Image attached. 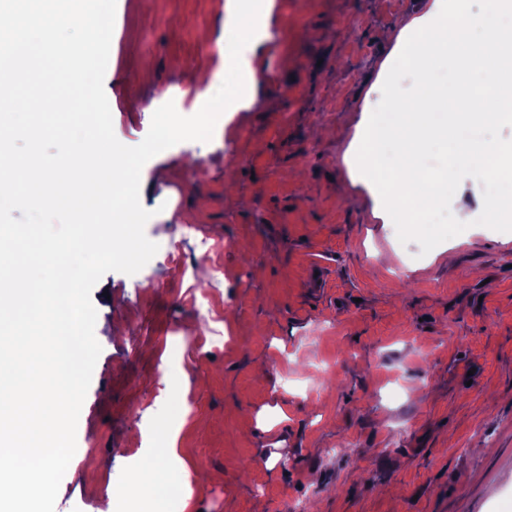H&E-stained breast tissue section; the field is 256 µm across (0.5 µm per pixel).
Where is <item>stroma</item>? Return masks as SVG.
Listing matches in <instances>:
<instances>
[{"mask_svg": "<svg viewBox=\"0 0 512 512\" xmlns=\"http://www.w3.org/2000/svg\"><path fill=\"white\" fill-rule=\"evenodd\" d=\"M224 2L117 0L121 143L171 86L203 106ZM427 3L274 0L251 107L145 164L159 249L91 292L102 351L54 512H512V233L476 225L467 178L466 239L417 257L347 154L388 31ZM137 462L176 473L166 495L124 498Z\"/></svg>", "mask_w": 512, "mask_h": 512, "instance_id": "stroma-1", "label": "stroma"}]
</instances>
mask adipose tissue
<instances>
[{"instance_id":"1","label":"adipose tissue","mask_w":512,"mask_h":512,"mask_svg":"<svg viewBox=\"0 0 512 512\" xmlns=\"http://www.w3.org/2000/svg\"><path fill=\"white\" fill-rule=\"evenodd\" d=\"M273 0H226L224 14V65L238 75V81L224 87L228 98H240L241 89L255 85L258 72L252 66L249 48L266 35Z\"/></svg>"}]
</instances>
